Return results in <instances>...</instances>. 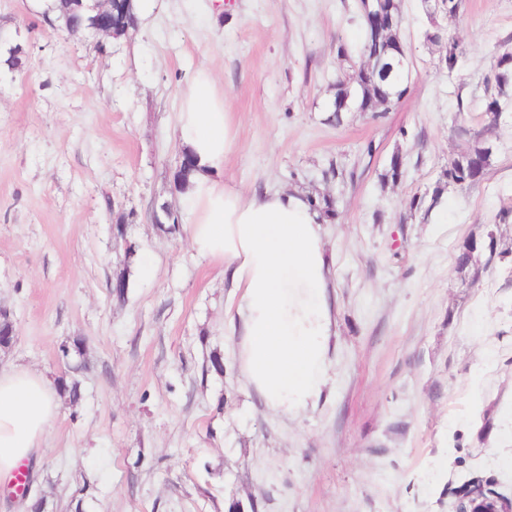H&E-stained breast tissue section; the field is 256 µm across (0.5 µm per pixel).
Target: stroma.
I'll return each mask as SVG.
<instances>
[{
    "instance_id": "1",
    "label": "stroma",
    "mask_w": 512,
    "mask_h": 512,
    "mask_svg": "<svg viewBox=\"0 0 512 512\" xmlns=\"http://www.w3.org/2000/svg\"><path fill=\"white\" fill-rule=\"evenodd\" d=\"M401 11L406 96L336 125V84L362 61L359 0H155L100 40L0 0V307L16 329L0 367L81 388L29 467L45 512H457L475 480L512 498V223L495 221L512 208V121L479 181L415 208L488 121L512 0H462L453 22L421 0ZM436 26L463 48L455 71L426 39ZM204 65L237 126L225 182L335 202L330 380L294 419L238 370L222 266L151 220L179 206L177 115ZM396 154L398 179L382 180ZM490 230L495 257L459 270L462 242Z\"/></svg>"
}]
</instances>
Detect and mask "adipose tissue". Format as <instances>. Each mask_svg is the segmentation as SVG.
Listing matches in <instances>:
<instances>
[{"mask_svg": "<svg viewBox=\"0 0 512 512\" xmlns=\"http://www.w3.org/2000/svg\"><path fill=\"white\" fill-rule=\"evenodd\" d=\"M178 133L198 162L181 196L189 217L184 233L194 254L222 265L240 293L226 312L241 329L240 373L269 411L300 416L327 388L336 333L328 303L333 259L323 219L303 193L248 197L224 182L237 134L208 68L195 73L182 95ZM57 408L44 374L0 368V483L32 459Z\"/></svg>", "mask_w": 512, "mask_h": 512, "instance_id": "adipose-tissue-1", "label": "adipose tissue"}]
</instances>
